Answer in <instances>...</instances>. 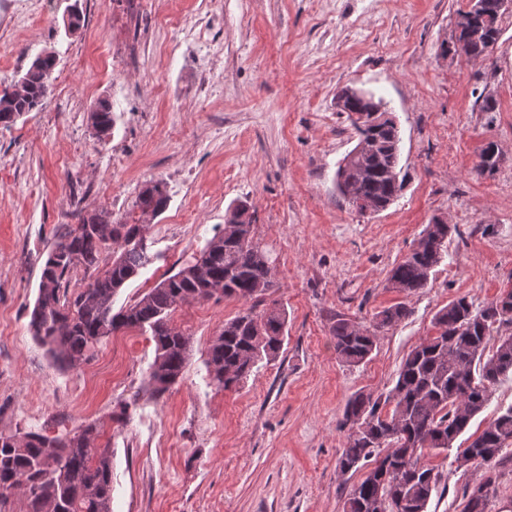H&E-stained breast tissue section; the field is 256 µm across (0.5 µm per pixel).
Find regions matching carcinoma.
<instances>
[{"label": "carcinoma", "instance_id": "cac0c4a2", "mask_svg": "<svg viewBox=\"0 0 512 512\" xmlns=\"http://www.w3.org/2000/svg\"><path fill=\"white\" fill-rule=\"evenodd\" d=\"M482 4L478 30L459 31L460 54L470 60L488 55L501 36L505 10L499 0ZM57 57L37 56L24 75L0 91V125L8 128L22 115L38 109L46 97ZM336 107L347 114L359 141L372 135L375 149L364 153L353 148L339 163L336 187L359 214L364 208L376 214L386 210L404 187L400 178V130L380 96L369 101L352 100L346 92L336 96ZM100 133L114 122L110 104L102 101L91 113ZM499 151L482 149L477 172L491 173ZM169 198L162 183L142 190L136 206L144 214L158 216ZM251 216L244 203L229 210L224 228L240 225L248 237L216 234L201 251L208 263L209 283L226 297L253 299L272 287V268L266 252L251 236ZM456 226L437 218L426 226L415 248L390 270L388 284L411 295L429 284L440 264L448 236ZM142 225L112 224L92 214L76 226L56 232L43 263L38 295L29 330L62 367H74L91 359L98 345L113 332L138 328L151 332L155 357L150 378L157 395L177 383L189 356V340L170 325V314L185 296L204 299L203 284L183 264L136 302L115 312L112 301L118 291L149 261ZM112 260L100 265L101 256ZM83 273L82 284L71 287L73 275ZM410 315L404 303H396L356 322L344 315L333 317L330 334L339 359L361 364L375 351L380 334ZM285 309L271 307L260 313L248 308L224 322L220 342L211 344L209 371L224 369V388L247 378L264 360L276 359L284 345ZM436 334L425 338L406 356L394 386L384 398L355 393L344 410L350 426L338 459L344 475L373 467L354 484L343 503V512H369L376 500L387 502V512H427L438 491L441 475L425 462L453 447L472 419L483 412L497 385L512 376V286L480 307L459 296L439 309L433 318ZM98 435L95 423L64 428L49 435L42 431L0 432V512H9L11 498L19 496L27 512H112V460L108 448H93ZM512 446V405L500 410L456 460L462 466L484 469L477 483L461 493V512H487L497 493L498 475L491 463Z\"/></svg>", "mask_w": 512, "mask_h": 512}]
</instances>
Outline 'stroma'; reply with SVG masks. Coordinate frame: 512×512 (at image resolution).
<instances>
[{
    "mask_svg": "<svg viewBox=\"0 0 512 512\" xmlns=\"http://www.w3.org/2000/svg\"><path fill=\"white\" fill-rule=\"evenodd\" d=\"M27 3L23 13L0 0V90L52 51V79L69 92L0 127V431L96 423L95 447L112 451V512H342L359 480L337 468L348 399L387 393L451 300L480 306L512 284V11L491 54L469 61L455 51L467 0H387L381 13L370 0ZM74 3L82 22L69 35ZM360 87L388 102L406 175L386 211L364 216L336 190L357 142L336 96ZM488 97L496 111H484ZM102 99L116 121L101 138L90 113ZM490 141L500 159L481 176ZM154 181L169 203L145 221L152 260L114 308L199 255L241 201L274 281L251 302L177 306L171 323L190 355L159 396L150 333L112 334L63 368L28 331L56 231L101 210L140 220L135 201ZM437 217L457 230L427 288H389L390 269ZM402 301L410 316L380 335L370 360H338L335 314L366 321ZM275 303L288 315L279 356L232 388L213 384L207 350L225 321ZM430 462L442 479L428 512H460L480 470L452 451Z\"/></svg>",
    "mask_w": 512,
    "mask_h": 512,
    "instance_id": "obj_1",
    "label": "stroma"
}]
</instances>
